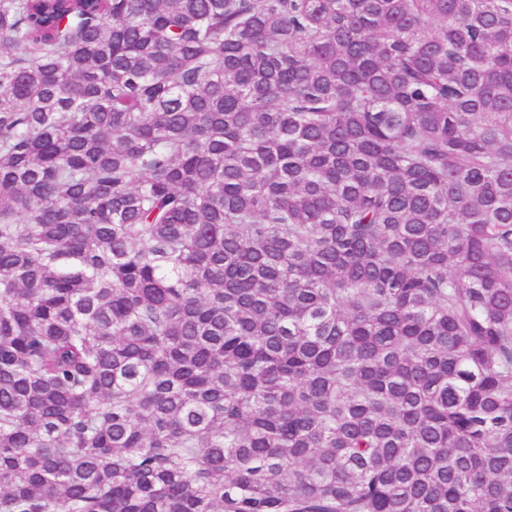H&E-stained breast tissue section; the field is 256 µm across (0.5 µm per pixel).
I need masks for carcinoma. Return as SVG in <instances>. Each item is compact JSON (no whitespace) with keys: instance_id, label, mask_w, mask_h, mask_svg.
<instances>
[{"instance_id":"1","label":"carcinoma","mask_w":512,"mask_h":512,"mask_svg":"<svg viewBox=\"0 0 512 512\" xmlns=\"http://www.w3.org/2000/svg\"><path fill=\"white\" fill-rule=\"evenodd\" d=\"M0 512H512V0H0Z\"/></svg>"}]
</instances>
